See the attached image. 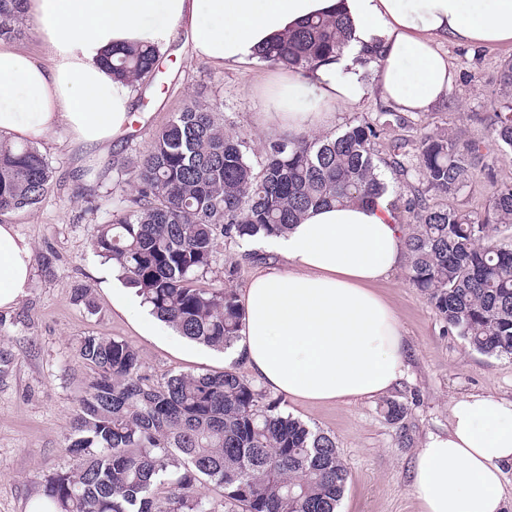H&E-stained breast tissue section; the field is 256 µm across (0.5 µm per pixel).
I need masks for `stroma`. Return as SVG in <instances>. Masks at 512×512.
<instances>
[{
    "instance_id": "1",
    "label": "stroma",
    "mask_w": 512,
    "mask_h": 512,
    "mask_svg": "<svg viewBox=\"0 0 512 512\" xmlns=\"http://www.w3.org/2000/svg\"><path fill=\"white\" fill-rule=\"evenodd\" d=\"M456 79L443 104L424 114H410L377 142L387 153L395 139L418 140L437 131L464 130L492 142L493 132L475 116L490 110L495 79L512 48L449 45ZM164 90L147 85L135 99L130 132L113 139L104 156L71 143L61 129L38 148L54 170L51 187L33 209L10 214L16 232L31 242L32 277L25 295L10 309H0V512H32L41 498L45 476L69 470L74 458L70 422L93 370L76 355L90 335L109 336L134 346L146 372L160 381L177 372L212 373L225 367L223 352L202 347L178 335L158 340L140 335L136 321L112 305L116 276L111 262L99 257L92 242L110 220L112 203L130 194L122 175L131 159L145 153L154 134L194 98L223 103L226 132L268 142L260 129L261 102L252 91L270 72L262 62L226 71L191 57L183 40L162 54ZM493 177L478 175L459 197L470 209L484 207L498 182H512V151H492ZM221 258L206 283H224L223 256L239 259L241 273L233 286L243 291L263 254L261 241L220 245ZM398 313L407 346V371L386 397L352 403L311 406L283 398L282 408L296 418L333 435L350 479L339 512H420L412 488L417 453L429 436L448 431L454 399L490 394L512 400V358L473 351L448 330L426 296L399 268L376 285ZM85 291L95 306L77 300ZM407 404L402 422L388 421L385 400Z\"/></svg>"
}]
</instances>
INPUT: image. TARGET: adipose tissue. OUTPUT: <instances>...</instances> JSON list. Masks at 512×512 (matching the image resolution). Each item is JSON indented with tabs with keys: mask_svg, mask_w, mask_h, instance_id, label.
I'll return each instance as SVG.
<instances>
[{
	"mask_svg": "<svg viewBox=\"0 0 512 512\" xmlns=\"http://www.w3.org/2000/svg\"><path fill=\"white\" fill-rule=\"evenodd\" d=\"M43 53L0 41V138L38 141L65 130L87 150L125 133L133 87L112 75V52L177 39L223 69L254 65L257 52L314 17L344 15L353 39L342 56L303 75L269 72L255 86L270 134L331 125L339 111L376 96L425 113L448 97V44L512 47V0H27ZM385 57L365 65L363 47ZM312 97L316 108L298 105ZM393 197L309 210L266 238L279 263L244 288L241 352L269 389L313 405L374 398L404 377L401 323L374 286L401 267L407 233ZM31 243L0 224V309L25 294ZM512 468V400H454L447 433L420 448L413 490L423 512H504Z\"/></svg>",
	"mask_w": 512,
	"mask_h": 512,
	"instance_id": "obj_1",
	"label": "adipose tissue"
}]
</instances>
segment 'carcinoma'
Here are the masks:
<instances>
[{
    "mask_svg": "<svg viewBox=\"0 0 512 512\" xmlns=\"http://www.w3.org/2000/svg\"><path fill=\"white\" fill-rule=\"evenodd\" d=\"M24 0H0V38L22 35ZM352 27L340 16L312 18L258 52L260 61L300 74L342 54ZM150 45L112 54V74L134 86L157 77ZM484 120L494 143L512 151V59ZM222 104L193 100L153 138L134 165L133 194L112 205L92 243L151 313L179 335L227 351L240 338L236 291L202 288L219 242L281 235L311 208L373 202L391 170L410 191L407 276L439 317L475 351L512 357V183H500L482 211L436 203L460 196L477 172L493 177L489 147L453 134L376 140L399 113L384 109L331 135H287L260 151L224 131ZM52 171L37 148L0 141V216L31 209ZM78 355L93 369L73 420L72 470L48 475L36 512H337L349 472L336 441L281 410L231 368L172 373L153 384L137 350L87 336ZM402 421L407 406L383 404ZM221 490L219 503L207 499Z\"/></svg>",
    "mask_w": 512,
    "mask_h": 512,
    "instance_id": "cac0c4a2",
    "label": "carcinoma"
}]
</instances>
